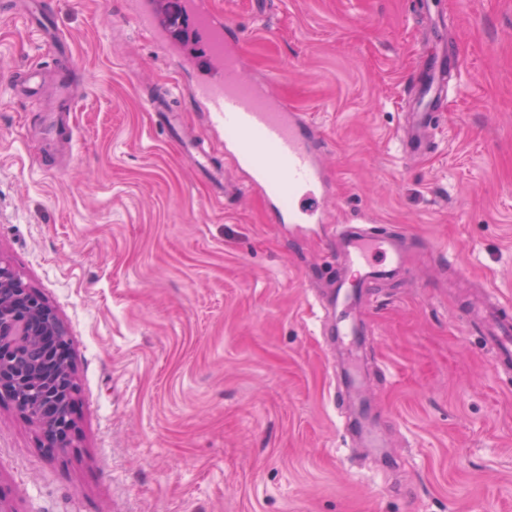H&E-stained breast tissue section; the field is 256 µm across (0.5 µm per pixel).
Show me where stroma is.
Returning a JSON list of instances; mask_svg holds the SVG:
<instances>
[{
	"mask_svg": "<svg viewBox=\"0 0 512 512\" xmlns=\"http://www.w3.org/2000/svg\"><path fill=\"white\" fill-rule=\"evenodd\" d=\"M71 57L0 14V259L64 324L69 443L0 394L5 512H512V376L465 324L512 308V0H211L323 143L330 224H274L222 133L178 99L228 185L216 198L144 99L190 86L142 34L136 0H49ZM438 28L459 91L413 162L398 151L420 41ZM44 70L40 95L11 76ZM80 85L77 138L42 142L57 76ZM370 219L426 244L322 333L332 225ZM455 252L448 267L436 247ZM356 363L361 396L339 395ZM364 402L384 456L346 438Z\"/></svg>",
	"mask_w": 512,
	"mask_h": 512,
	"instance_id": "1",
	"label": "stroma"
}]
</instances>
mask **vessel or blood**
Segmentation results:
<instances>
[{"label":"vessel or blood","instance_id":"obj_1","mask_svg":"<svg viewBox=\"0 0 512 512\" xmlns=\"http://www.w3.org/2000/svg\"><path fill=\"white\" fill-rule=\"evenodd\" d=\"M186 7L195 30L207 42L212 65L208 74L199 76L188 96L201 105L207 125L223 132L236 166L248 175L246 188L262 191L274 223H326L323 200L327 184L321 142L305 113L271 94L268 83L247 85L241 53L243 31L217 16L208 0H187ZM138 17L142 31L166 43V32L157 24L148 0H142ZM421 59L420 75L410 88L417 110L398 132L400 152L407 160L422 158L431 151V135L448 99V82L460 66L431 39L423 44ZM42 81V70L29 68L13 76L9 90L20 97ZM195 161L216 196H223V169L214 166L203 149ZM336 245L340 274L324 315L337 321L339 335L359 336L362 324L350 320L349 309L365 288L404 268L407 241L398 235L345 224ZM467 325L482 337L500 369L512 374V319L503 315L499 304L493 302L468 313Z\"/></svg>","mask_w":512,"mask_h":512}]
</instances>
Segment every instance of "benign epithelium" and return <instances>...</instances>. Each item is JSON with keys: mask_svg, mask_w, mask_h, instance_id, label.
Returning <instances> with one entry per match:
<instances>
[{"mask_svg": "<svg viewBox=\"0 0 512 512\" xmlns=\"http://www.w3.org/2000/svg\"><path fill=\"white\" fill-rule=\"evenodd\" d=\"M69 340L56 312L0 261V392L58 443L74 429Z\"/></svg>", "mask_w": 512, "mask_h": 512, "instance_id": "obj_1", "label": "benign epithelium"}]
</instances>
